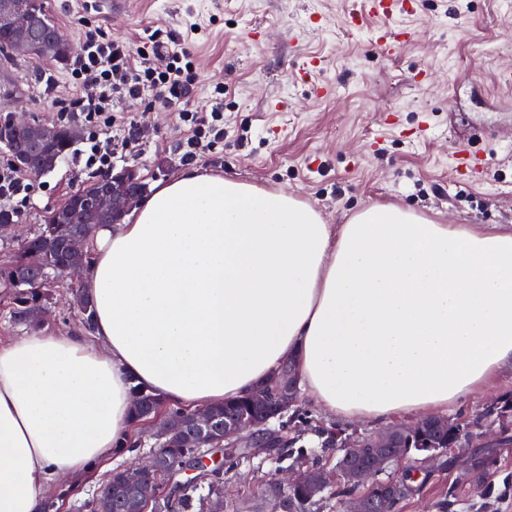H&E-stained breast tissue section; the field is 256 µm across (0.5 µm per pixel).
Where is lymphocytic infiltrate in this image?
I'll return each instance as SVG.
<instances>
[{
  "mask_svg": "<svg viewBox=\"0 0 512 512\" xmlns=\"http://www.w3.org/2000/svg\"><path fill=\"white\" fill-rule=\"evenodd\" d=\"M69 70L71 102L87 129L84 147L71 156V163L104 170L111 166L117 148L132 146L127 134L132 122L116 108L122 99H147L174 108L179 121L189 127L183 143L186 161H196L224 137L222 108H215L207 118L187 110L197 82V64L171 31L154 30L146 41L135 44L85 25ZM119 130L125 133L120 140L115 137ZM29 203V179L17 168L1 165L0 206L20 214Z\"/></svg>",
  "mask_w": 512,
  "mask_h": 512,
  "instance_id": "lymphocytic-infiltrate-1",
  "label": "lymphocytic infiltrate"
}]
</instances>
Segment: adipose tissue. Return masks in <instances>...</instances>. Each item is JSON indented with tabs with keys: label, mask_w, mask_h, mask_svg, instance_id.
<instances>
[{
	"label": "adipose tissue",
	"mask_w": 512,
	"mask_h": 512,
	"mask_svg": "<svg viewBox=\"0 0 512 512\" xmlns=\"http://www.w3.org/2000/svg\"><path fill=\"white\" fill-rule=\"evenodd\" d=\"M94 243V336L0 344V512H42L51 485L130 437L136 385L204 408L290 360L326 414L383 427L512 369V229L388 205L327 224L293 195L187 168Z\"/></svg>",
	"instance_id": "obj_1"
}]
</instances>
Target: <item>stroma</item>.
<instances>
[{"label":"stroma","mask_w":512,"mask_h":512,"mask_svg":"<svg viewBox=\"0 0 512 512\" xmlns=\"http://www.w3.org/2000/svg\"><path fill=\"white\" fill-rule=\"evenodd\" d=\"M50 15L72 44H79L80 18L101 25L111 36L134 41L156 28L175 30L198 63L199 83L188 107L212 111L215 85H223L224 142L195 161L206 173L247 182L271 192L296 195L325 223L343 224L370 204L395 205L438 224L483 229L512 227V91L494 82L498 70L512 68V10L502 0H422L416 12H397L394 24L411 37L384 55L374 33L384 23L367 0H126L119 13L105 12L100 0H46ZM358 27H350V18ZM321 60L310 79L298 73L308 58ZM0 77L11 91L0 109L45 125H65L84 134L76 113L52 108L51 99L70 93L67 65L22 55L0 59ZM331 85L317 97L312 83ZM282 108H272L275 100ZM118 108L136 128V146L116 153L114 169L137 168L146 186L164 183L186 168L173 112L123 99ZM430 128L414 136L421 121ZM486 132L490 158L486 177L460 183L453 176L452 152L474 129ZM251 136L240 147L241 130ZM94 173L59 161L34 179L31 204L18 221L36 232L44 217ZM44 332L64 336L80 331L75 298L66 286L52 287ZM512 401V370L449 409L448 418L475 415ZM115 454L92 463L76 484L51 487V512H79V505L114 469L148 453ZM489 497L479 498L462 483L456 460L424 485L414 486L400 512H512V445L498 449ZM291 456L241 461L224 478L228 508L267 512L262 484Z\"/></svg>","instance_id":"1"}]
</instances>
